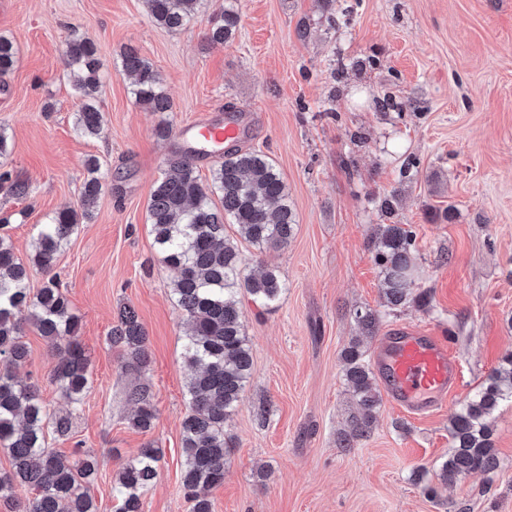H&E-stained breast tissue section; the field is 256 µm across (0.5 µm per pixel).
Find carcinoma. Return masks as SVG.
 <instances>
[{
    "mask_svg": "<svg viewBox=\"0 0 512 512\" xmlns=\"http://www.w3.org/2000/svg\"><path fill=\"white\" fill-rule=\"evenodd\" d=\"M214 14L205 38L224 44L234 35L239 14L233 0ZM152 20L171 31L194 25L202 0H145ZM63 57L74 74V93L79 101L74 131L82 138H97L104 115L99 92L104 68L97 45L89 38L66 40ZM17 62L13 42L0 36V76ZM119 70L131 77L130 94L149 112L171 110L170 98L160 73L138 52L127 47L119 53ZM89 177L84 181L78 208H64L41 225L28 262L15 254L9 238L0 236V447L8 450L12 473L0 476V494L9 495L15 485H27L36 496L17 504L16 512H96L90 494L96 461L87 456L68 457L46 448L47 435L70 432V414L51 416L34 384L23 383L15 371L27 359L23 329L15 312L26 311L32 325L57 356L56 380L71 407L80 405L90 384V362L78 339V316L53 273L57 255L82 221L91 217L105 190L97 157L86 159ZM167 172L157 181L147 206L148 221L163 262L174 272L172 292L182 311L184 363L187 370L188 411L181 422L182 484L192 503L191 512H212L208 492L224 484L230 455L226 427L235 413L252 374L248 338L242 328L239 295L243 292L269 308L286 288L280 273L265 268L247 272L246 259L225 235V223L238 227L240 236L259 251L288 245L296 216L288 202L286 184L272 160L260 151L237 147L224 151V160L204 182L193 160L183 151L166 159ZM24 197L28 184L0 171V186ZM415 234L397 224L379 228L374 240V260L382 268L381 294L385 306L394 309L408 303L428 305L427 293L412 294V253ZM47 276L33 292L28 287L29 268ZM361 329L374 333L378 316L358 310ZM109 341L123 347L125 366L138 372L149 366L147 336L135 310L123 306ZM345 381L357 413L340 435V447L349 450L373 430L381 406L371 365L362 343L355 338L341 352ZM134 406L130 428L147 432L154 427L156 409L148 386L128 390ZM512 401V354L503 358L489 377V384L461 403L449 416L452 452L435 472L438 482L453 483L473 473H487L496 466L492 419L499 405ZM160 451L146 447L118 473L112 486L116 512H140L141 496L158 476Z\"/></svg>",
    "mask_w": 512,
    "mask_h": 512,
    "instance_id": "cac0c4a2",
    "label": "carcinoma"
}]
</instances>
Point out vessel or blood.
Wrapping results in <instances>:
<instances>
[{
  "instance_id": "b4317fda",
  "label": "vessel or blood",
  "mask_w": 512,
  "mask_h": 512,
  "mask_svg": "<svg viewBox=\"0 0 512 512\" xmlns=\"http://www.w3.org/2000/svg\"><path fill=\"white\" fill-rule=\"evenodd\" d=\"M240 134L239 120L213 114L183 124L176 139L183 150L201 160L222 154L225 142ZM375 366L388 400L415 416L445 403L461 381L452 336L414 327L383 336L375 348Z\"/></svg>"
}]
</instances>
